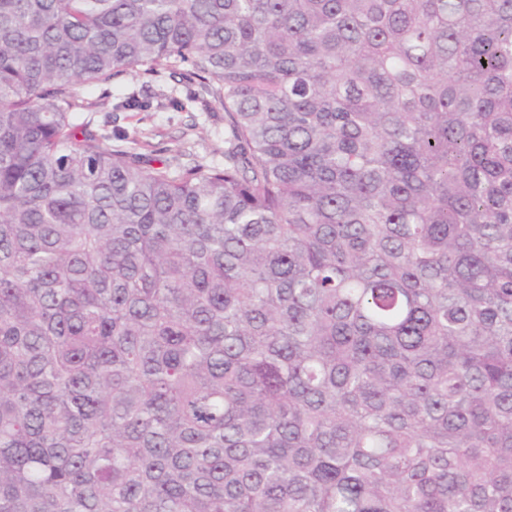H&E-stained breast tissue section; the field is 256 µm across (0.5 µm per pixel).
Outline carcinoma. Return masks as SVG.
I'll return each instance as SVG.
<instances>
[{
  "instance_id": "obj_1",
  "label": "carcinoma",
  "mask_w": 512,
  "mask_h": 512,
  "mask_svg": "<svg viewBox=\"0 0 512 512\" xmlns=\"http://www.w3.org/2000/svg\"><path fill=\"white\" fill-rule=\"evenodd\" d=\"M0 512H512V0H0ZM173 83L167 77H156L154 79L134 77L131 74H123L113 79L110 85L112 97L110 98L109 108L113 107L118 100L116 98L130 93L133 90L140 96L147 97L161 87L172 86ZM186 104L183 112L172 110L149 112H78L79 122L90 121L94 130L103 128L112 120V149L117 146L133 152L155 156L169 161L173 166L194 161L224 162L225 113L214 109L203 112L199 103L188 102L192 88L178 87L177 94ZM121 132L123 137L115 136Z\"/></svg>"
}]
</instances>
